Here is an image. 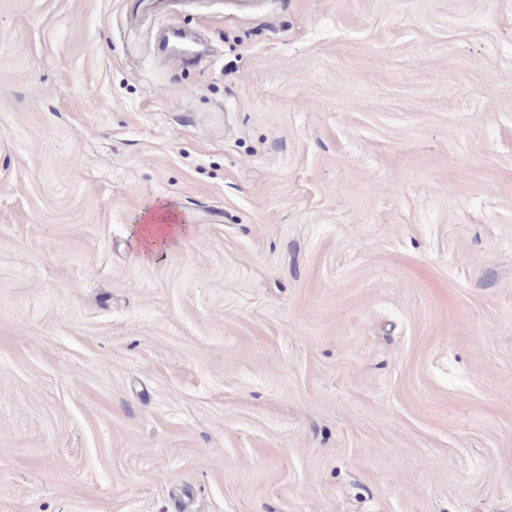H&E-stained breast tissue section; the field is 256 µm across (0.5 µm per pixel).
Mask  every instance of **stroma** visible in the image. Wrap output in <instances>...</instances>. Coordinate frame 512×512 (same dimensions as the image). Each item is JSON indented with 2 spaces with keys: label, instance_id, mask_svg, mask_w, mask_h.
<instances>
[{
  "label": "stroma",
  "instance_id": "stroma-1",
  "mask_svg": "<svg viewBox=\"0 0 512 512\" xmlns=\"http://www.w3.org/2000/svg\"><path fill=\"white\" fill-rule=\"evenodd\" d=\"M0 512H512V0H0ZM136 228V240L141 245L144 254L155 255L170 248L179 240L184 228L179 224L161 223L149 224L142 222Z\"/></svg>",
  "mask_w": 512,
  "mask_h": 512
}]
</instances>
